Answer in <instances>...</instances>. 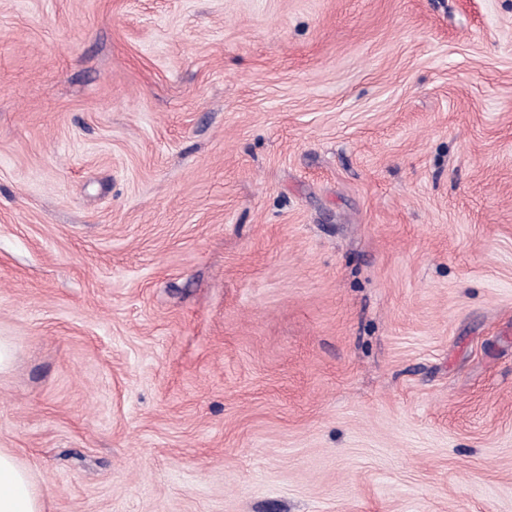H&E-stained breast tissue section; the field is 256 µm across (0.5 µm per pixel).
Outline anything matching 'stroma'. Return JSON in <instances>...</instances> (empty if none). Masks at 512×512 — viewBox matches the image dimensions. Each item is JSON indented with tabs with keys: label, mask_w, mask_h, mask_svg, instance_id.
<instances>
[{
	"label": "stroma",
	"mask_w": 512,
	"mask_h": 512,
	"mask_svg": "<svg viewBox=\"0 0 512 512\" xmlns=\"http://www.w3.org/2000/svg\"><path fill=\"white\" fill-rule=\"evenodd\" d=\"M0 339L45 512H512V0H0Z\"/></svg>",
	"instance_id": "1"
}]
</instances>
